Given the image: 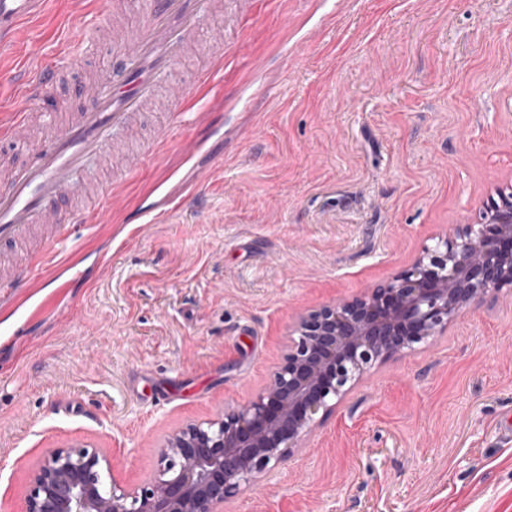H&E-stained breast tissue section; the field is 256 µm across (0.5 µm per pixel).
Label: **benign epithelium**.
Instances as JSON below:
<instances>
[{
	"instance_id": "obj_1",
	"label": "benign epithelium",
	"mask_w": 512,
	"mask_h": 512,
	"mask_svg": "<svg viewBox=\"0 0 512 512\" xmlns=\"http://www.w3.org/2000/svg\"><path fill=\"white\" fill-rule=\"evenodd\" d=\"M512 288V193L484 222L454 228L362 297L303 316L281 365L250 401L191 424L160 450L158 474L129 487L98 449L56 448L24 512H224V502L291 456L371 366L425 347L462 311Z\"/></svg>"
}]
</instances>
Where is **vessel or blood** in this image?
Here are the masks:
<instances>
[{"label": "vessel or blood", "mask_w": 512, "mask_h": 512, "mask_svg": "<svg viewBox=\"0 0 512 512\" xmlns=\"http://www.w3.org/2000/svg\"><path fill=\"white\" fill-rule=\"evenodd\" d=\"M47 0H0V38L19 24L40 18ZM216 0H95L93 14L76 27L54 57L29 58L32 79L21 83L25 100L40 103L60 78V60L79 64L100 44L95 11L129 12L132 25L114 28L110 39L117 49L107 67L76 88L88 100L86 109L67 119L57 113H29L20 109L0 115V141L21 144L15 160L0 166V250L25 245L35 227H43L55 243L54 250L35 252L22 266L0 272V308L22 324L37 321L51 311L56 300L40 298L37 287L64 274L80 277L85 249L77 229H92L112 215L122 201L140 162L126 176L93 183L113 139L127 133L168 85L180 120L205 116L207 99L217 74L224 70L223 53L210 58L197 79L195 95H187L174 82L178 62L192 47L200 24L215 12ZM96 193H89V184ZM80 197L78 210L61 209L63 199Z\"/></svg>", "instance_id": "vessel-or-blood-1"}]
</instances>
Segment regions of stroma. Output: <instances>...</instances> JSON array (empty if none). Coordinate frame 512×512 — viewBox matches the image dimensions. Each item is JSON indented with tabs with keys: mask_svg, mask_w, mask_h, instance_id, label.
<instances>
[{
	"mask_svg": "<svg viewBox=\"0 0 512 512\" xmlns=\"http://www.w3.org/2000/svg\"><path fill=\"white\" fill-rule=\"evenodd\" d=\"M175 76L193 91L224 32L222 107L177 123L127 207L181 200L157 223L121 214L90 240L73 314L7 335L0 313V512H22L45 453L104 450L137 484L176 431L246 403L298 317L364 294L512 191V0H233ZM77 7L49 0L0 52L21 105L27 48ZM206 154L198 168L182 146ZM512 291L465 310L424 351L371 368L304 446L229 512H512Z\"/></svg>",
	"mask_w": 512,
	"mask_h": 512,
	"instance_id": "1",
	"label": "stroma"
}]
</instances>
